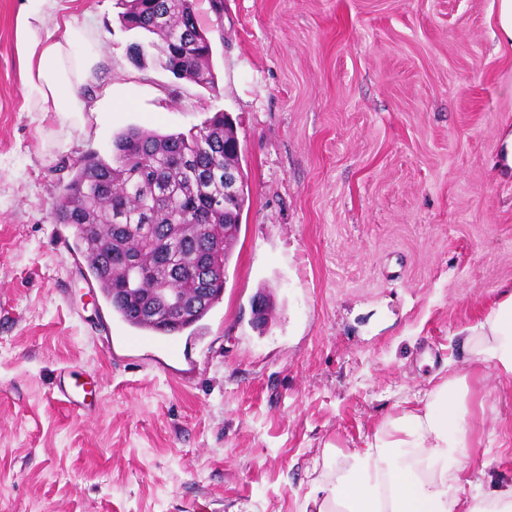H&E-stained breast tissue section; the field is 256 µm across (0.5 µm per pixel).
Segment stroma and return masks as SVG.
<instances>
[{"mask_svg":"<svg viewBox=\"0 0 512 512\" xmlns=\"http://www.w3.org/2000/svg\"><path fill=\"white\" fill-rule=\"evenodd\" d=\"M20 4L0 0V512H300L325 445L361 447L455 373L462 467L512 480V378L462 342L512 284L493 0H198L223 30L212 89L133 64L117 0H59L53 22L101 47L79 128L26 97ZM216 112L246 197L224 293L179 356L129 345L54 218L61 165ZM64 369L93 380L90 414L58 402Z\"/></svg>","mask_w":512,"mask_h":512,"instance_id":"stroma-1","label":"stroma"}]
</instances>
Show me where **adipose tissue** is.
Wrapping results in <instances>:
<instances>
[{
    "label": "adipose tissue",
    "mask_w": 512,
    "mask_h": 512,
    "mask_svg": "<svg viewBox=\"0 0 512 512\" xmlns=\"http://www.w3.org/2000/svg\"><path fill=\"white\" fill-rule=\"evenodd\" d=\"M55 4L23 0L18 11L26 89L41 111L78 125L87 110L81 91L94 78L98 55L87 22L45 25ZM463 343L477 364L512 377V290L466 329ZM468 396L467 376L444 378L415 406L389 416L363 447L326 448L303 512H512V481L465 489Z\"/></svg>",
    "instance_id": "adipose-tissue-1"
}]
</instances>
